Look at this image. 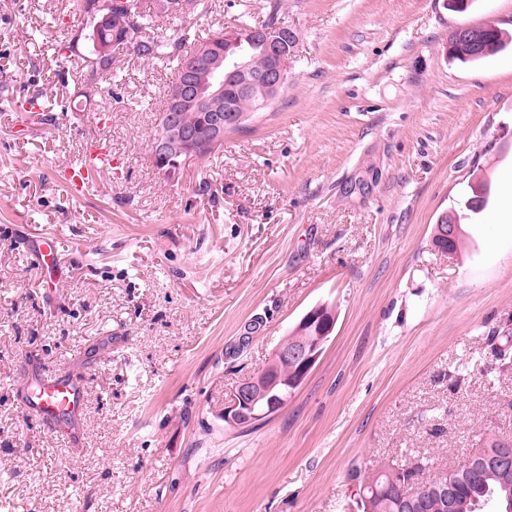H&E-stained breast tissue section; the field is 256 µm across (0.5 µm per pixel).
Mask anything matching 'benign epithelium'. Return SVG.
Returning a JSON list of instances; mask_svg holds the SVG:
<instances>
[{
	"mask_svg": "<svg viewBox=\"0 0 512 512\" xmlns=\"http://www.w3.org/2000/svg\"><path fill=\"white\" fill-rule=\"evenodd\" d=\"M117 8L126 14L128 25L137 20L136 0H96L93 17L96 26L103 27L112 19V9ZM491 32V25L464 27L456 30L450 39V52H474L483 45ZM260 39L270 48L266 68L259 74L251 66V60L244 56L230 57L219 49L222 42L230 47L242 44V41ZM294 39L292 32L273 25L259 28L253 36L245 37L236 30L224 31V40H208L199 44L188 56L186 67L172 81L169 100L164 112L160 114V133L153 144L152 157L158 169L172 177L179 170L180 160L195 157L204 147L198 130L183 120V113L201 112L208 120L209 143L224 140V131L240 122L233 112L224 111V75L234 77L237 90L251 94L261 89L265 99L269 100L278 91L288 71L290 52L283 45ZM110 46L95 43V57L86 61L85 94L97 91L95 73L103 60L110 56ZM435 236L442 241H454L460 234L455 214L443 213L434 228ZM335 314L331 307L319 304L310 309L299 321L292 335L284 337L275 348L274 357L279 366H291L296 378L292 387L299 386L320 357L324 345L330 339L335 327ZM303 338H297V335ZM279 374L274 372L261 379H245L236 384L224 397V426L237 429L255 425L280 411L288 397L275 390L279 383ZM494 461L507 481L512 478V442L501 441V447L492 455Z\"/></svg>",
	"mask_w": 512,
	"mask_h": 512,
	"instance_id": "benign-epithelium-1",
	"label": "benign epithelium"
}]
</instances>
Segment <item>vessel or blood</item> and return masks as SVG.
Masks as SVG:
<instances>
[{
    "mask_svg": "<svg viewBox=\"0 0 512 512\" xmlns=\"http://www.w3.org/2000/svg\"><path fill=\"white\" fill-rule=\"evenodd\" d=\"M112 170V147L104 141L87 147L81 155L68 163L65 181L73 194L83 193L96 174ZM32 249L38 263L49 272L50 281H59L64 270L54 243L40 237L33 241ZM84 401V389L76 381L57 374H43L28 385L24 407L46 422L72 425L78 418Z\"/></svg>",
    "mask_w": 512,
    "mask_h": 512,
    "instance_id": "vessel-or-blood-1",
    "label": "vessel or blood"
}]
</instances>
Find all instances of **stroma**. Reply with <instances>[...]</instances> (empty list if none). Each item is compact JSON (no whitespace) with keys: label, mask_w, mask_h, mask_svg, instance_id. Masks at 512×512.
Returning <instances> with one entry per match:
<instances>
[{"label":"stroma","mask_w":512,"mask_h":512,"mask_svg":"<svg viewBox=\"0 0 512 512\" xmlns=\"http://www.w3.org/2000/svg\"><path fill=\"white\" fill-rule=\"evenodd\" d=\"M269 3L208 0L191 33ZM82 5L0 0V512H344L353 467L420 458L433 478L512 438V47L448 49L463 27L512 32V0H280L287 85L172 178L147 148L172 63L126 56L84 97L54 52L89 56ZM33 96L43 119L19 131ZM94 138L115 164L76 198L64 168ZM35 233L58 243L57 286ZM320 303L336 325L287 405L225 427V392ZM37 370L84 384L78 434L22 410ZM459 226L460 224H458L454 212L448 213V211H446L443 213L438 219V224H435L434 237H439L440 240L447 242L457 240L447 245L442 244L438 239H435V246H438L442 251H456L460 243V237L457 238L460 234Z\"/></svg>","instance_id":"1"}]
</instances>
